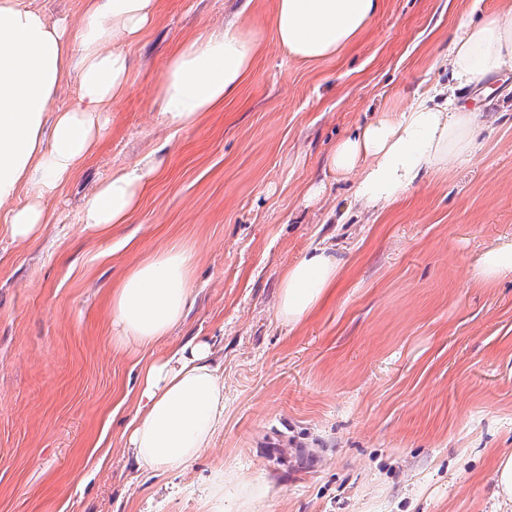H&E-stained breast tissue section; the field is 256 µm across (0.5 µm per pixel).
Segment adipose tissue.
<instances>
[{"label": "adipose tissue", "instance_id": "obj_1", "mask_svg": "<svg viewBox=\"0 0 512 512\" xmlns=\"http://www.w3.org/2000/svg\"><path fill=\"white\" fill-rule=\"evenodd\" d=\"M382 0H272L275 38L289 57L309 65L335 59L369 29ZM160 0H85L81 24L52 19L26 0H0V234L14 242L39 237L53 214L49 202L97 154L115 102L126 96L131 49L153 25ZM262 33L245 19L202 31L181 43L158 85L165 124L182 130L223 108L251 77ZM79 64L75 102L54 109L71 62ZM444 103L424 96L388 109L336 142L329 170L354 178L366 204L404 200L423 177L469 155L476 110L458 90L512 64V0L496 10L473 7L444 59ZM162 158L113 172L85 202L82 229L105 237L128 223L159 175ZM194 256L181 247L148 255L114 285L112 341L146 348L167 339L182 321L193 288ZM342 266L317 248L283 274L278 319L294 327L313 317L336 291ZM212 347L193 338L168 347L139 378L138 414L127 446L140 469L175 473L208 447L224 417V380Z\"/></svg>", "mask_w": 512, "mask_h": 512}]
</instances>
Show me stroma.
Instances as JSON below:
<instances>
[{"mask_svg": "<svg viewBox=\"0 0 512 512\" xmlns=\"http://www.w3.org/2000/svg\"><path fill=\"white\" fill-rule=\"evenodd\" d=\"M472 0H384L368 31L310 67L276 41L268 0H162L131 50L132 86L91 163L50 204L40 238H0V512H500L495 455L512 453V276L480 255L512 239V68L471 88V156L399 204L361 206L326 158L407 106ZM263 31L239 96L176 131L157 90L175 46L239 13ZM164 149L140 208L82 232L85 199ZM196 267L168 344L210 342L224 423L184 471L138 469L125 446L156 349L114 346L108 296L172 244ZM316 247L343 265L310 321L277 318L283 273ZM476 272L485 283L512 275V240L488 248L478 261Z\"/></svg>", "mask_w": 512, "mask_h": 512, "instance_id": "stroma-1", "label": "stroma"}]
</instances>
